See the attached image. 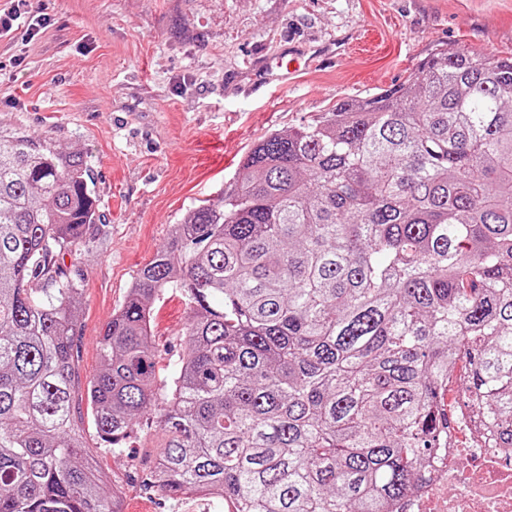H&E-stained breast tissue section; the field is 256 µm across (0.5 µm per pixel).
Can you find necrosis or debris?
<instances>
[{"label":"necrosis or debris","instance_id":"1","mask_svg":"<svg viewBox=\"0 0 512 512\" xmlns=\"http://www.w3.org/2000/svg\"><path fill=\"white\" fill-rule=\"evenodd\" d=\"M429 466L406 512H512V450L497 447L472 411L455 412Z\"/></svg>","mask_w":512,"mask_h":512}]
</instances>
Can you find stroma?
Listing matches in <instances>:
<instances>
[{
  "instance_id": "stroma-1",
  "label": "stroma",
  "mask_w": 512,
  "mask_h": 512,
  "mask_svg": "<svg viewBox=\"0 0 512 512\" xmlns=\"http://www.w3.org/2000/svg\"><path fill=\"white\" fill-rule=\"evenodd\" d=\"M46 18L30 33L33 17ZM512 52V0H28L0 38V132L81 151L94 172L95 242L80 257L76 380L100 369V339L172 224L217 199L264 135L306 124L337 101L402 84L436 48ZM316 55L295 85L252 93L280 54ZM189 309L167 293L152 307L160 349L176 355ZM130 512H224L172 504L150 486L139 443L98 447Z\"/></svg>"
}]
</instances>
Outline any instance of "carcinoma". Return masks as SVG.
Returning a JSON list of instances; mask_svg holds the SVG:
<instances>
[{"label": "carcinoma", "mask_w": 512, "mask_h": 512, "mask_svg": "<svg viewBox=\"0 0 512 512\" xmlns=\"http://www.w3.org/2000/svg\"><path fill=\"white\" fill-rule=\"evenodd\" d=\"M173 226L101 339L85 396L114 454L154 440L172 501L398 512L452 418L512 448V53L435 49L403 84L258 140ZM92 169L0 132V512H122L73 416ZM190 313L171 371L152 306Z\"/></svg>", "instance_id": "1"}]
</instances>
